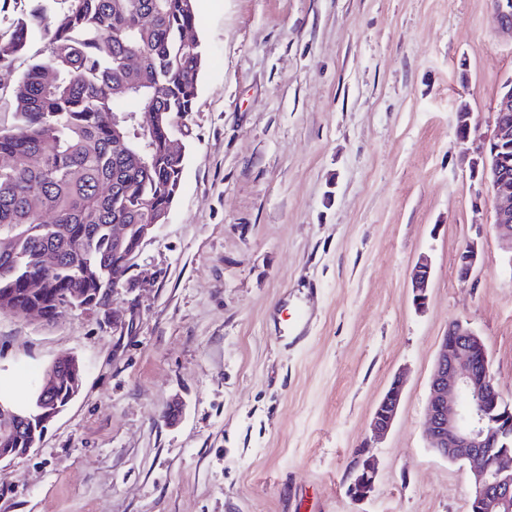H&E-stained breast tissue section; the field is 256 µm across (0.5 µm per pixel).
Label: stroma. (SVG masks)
<instances>
[{
    "label": "stroma",
    "mask_w": 512,
    "mask_h": 512,
    "mask_svg": "<svg viewBox=\"0 0 512 512\" xmlns=\"http://www.w3.org/2000/svg\"><path fill=\"white\" fill-rule=\"evenodd\" d=\"M204 48L187 158L139 285L109 311L0 314V397L63 356L77 397L0 463V512H469L465 466L428 446L450 322L512 403V267L472 172L512 35L490 0H196ZM466 109L477 137H457ZM481 258L469 278L457 260ZM432 270L416 309L411 271ZM313 322L283 338L298 307ZM388 434L374 409L396 375ZM377 462L347 494L355 449ZM377 471L371 463L364 465V475H358L348 487L349 496L355 501L368 499L375 489Z\"/></svg>",
    "instance_id": "35a3bbf8"
}]
</instances>
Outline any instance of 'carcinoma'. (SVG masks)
<instances>
[{
  "label": "carcinoma",
  "mask_w": 512,
  "mask_h": 512,
  "mask_svg": "<svg viewBox=\"0 0 512 512\" xmlns=\"http://www.w3.org/2000/svg\"><path fill=\"white\" fill-rule=\"evenodd\" d=\"M195 25V0H36L0 35L5 71L33 31L46 40L13 86L14 125L0 129L1 314L111 305L129 262L111 225L156 223L180 190L185 155L170 141L198 94L204 49L184 41ZM129 110L152 120L120 140L113 117ZM46 376L64 403L69 377L58 364ZM15 412L0 401L1 448L27 446Z\"/></svg>",
  "instance_id": "cac0c4a2"
}]
</instances>
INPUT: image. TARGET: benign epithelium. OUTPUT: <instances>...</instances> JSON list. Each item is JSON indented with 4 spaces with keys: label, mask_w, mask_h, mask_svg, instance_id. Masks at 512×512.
Segmentation results:
<instances>
[{
    "label": "benign epithelium",
    "mask_w": 512,
    "mask_h": 512,
    "mask_svg": "<svg viewBox=\"0 0 512 512\" xmlns=\"http://www.w3.org/2000/svg\"><path fill=\"white\" fill-rule=\"evenodd\" d=\"M492 17L497 28L512 32V0H496ZM512 147V81L501 88L495 112L494 130L484 139L481 169L475 171L495 199L494 224L504 248L511 253L512 265V175L509 174V148ZM158 225L141 224L135 239L128 237L130 225H112V243L121 250L132 249L133 259L122 288L130 287L131 271L146 241ZM478 260L476 244L468 245L458 257L460 278L470 276ZM431 265L420 259L411 272L414 306L426 307ZM53 384L44 383L40 420L46 425L64 407L52 398ZM403 384L393 380L378 402L371 429L383 434L392 426L402 399ZM429 447L439 456L462 462L470 469L477 489L478 512H512V403H507L490 374V362L483 340L468 325L454 322L442 336L431 377L427 402ZM377 471L364 465L348 487L355 501L368 499L375 489Z\"/></svg>",
    "instance_id": "obj_1"
}]
</instances>
